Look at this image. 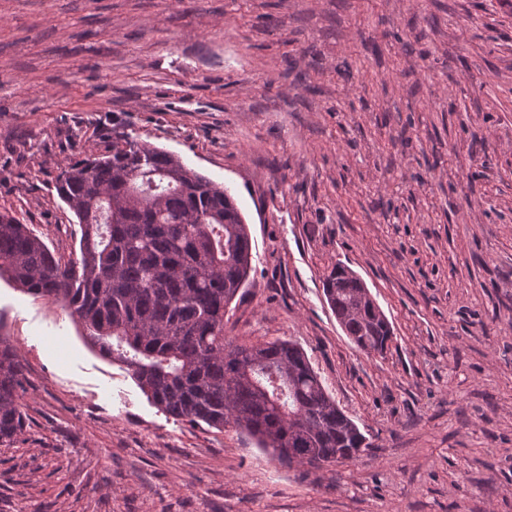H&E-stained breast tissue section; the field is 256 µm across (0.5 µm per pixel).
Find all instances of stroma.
Returning a JSON list of instances; mask_svg holds the SVG:
<instances>
[{
    "instance_id": "obj_1",
    "label": "stroma",
    "mask_w": 512,
    "mask_h": 512,
    "mask_svg": "<svg viewBox=\"0 0 512 512\" xmlns=\"http://www.w3.org/2000/svg\"><path fill=\"white\" fill-rule=\"evenodd\" d=\"M116 129L228 188L253 269L225 336L298 343L370 447L288 468L173 419L0 279L28 424L0 512H512V0H0V212L70 257L58 168ZM339 261L385 355L326 303ZM363 280L337 262L323 283L327 304L346 336L361 350L383 354L392 338V328L375 299H370Z\"/></svg>"
}]
</instances>
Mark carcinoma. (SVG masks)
Wrapping results in <instances>:
<instances>
[{
    "instance_id": "cac0c4a2",
    "label": "carcinoma",
    "mask_w": 512,
    "mask_h": 512,
    "mask_svg": "<svg viewBox=\"0 0 512 512\" xmlns=\"http://www.w3.org/2000/svg\"><path fill=\"white\" fill-rule=\"evenodd\" d=\"M55 189L78 219L79 254L62 260L0 213V278L61 304L160 411L220 431L233 425L288 467H330L368 448L300 346L224 337L252 243L223 185L114 130L112 149L60 166ZM323 291L346 336L384 353L393 331L363 280L338 262ZM24 384L16 348L0 337V446L25 432Z\"/></svg>"
}]
</instances>
